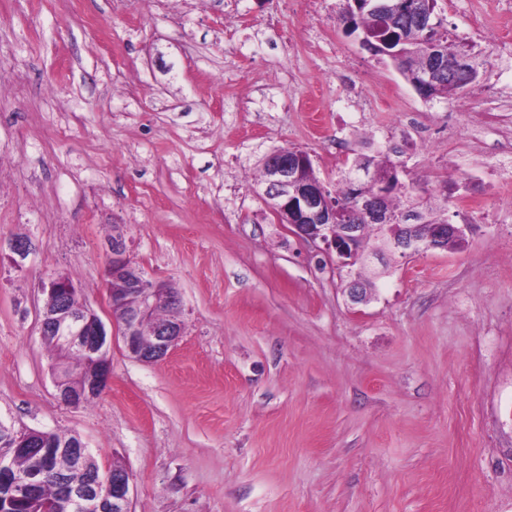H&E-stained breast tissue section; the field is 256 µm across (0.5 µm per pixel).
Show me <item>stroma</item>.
Listing matches in <instances>:
<instances>
[{"instance_id": "obj_1", "label": "stroma", "mask_w": 512, "mask_h": 512, "mask_svg": "<svg viewBox=\"0 0 512 512\" xmlns=\"http://www.w3.org/2000/svg\"><path fill=\"white\" fill-rule=\"evenodd\" d=\"M226 2L0 0V423L125 467L130 512H512V196L489 195L461 245L373 259V296L352 304L266 203L262 159L306 150L335 186L338 119L370 154L422 98L344 34L341 0H288L291 50L225 27ZM438 4L462 37L512 22V0ZM487 53L460 124L512 101V47ZM386 87L397 105L371 109ZM447 111L435 101L432 153L407 160L423 203L482 162L445 137ZM117 231L187 329L150 364L113 336L108 386L71 407L42 285L70 277L105 314Z\"/></svg>"}]
</instances>
